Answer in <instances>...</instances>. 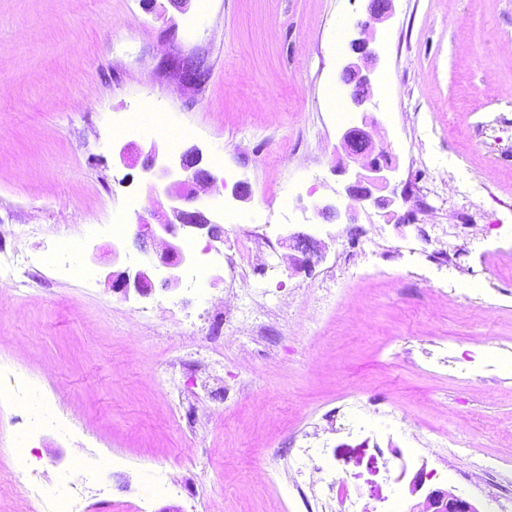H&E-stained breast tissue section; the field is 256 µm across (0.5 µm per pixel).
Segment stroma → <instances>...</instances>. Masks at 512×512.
I'll return each instance as SVG.
<instances>
[{
    "mask_svg": "<svg viewBox=\"0 0 512 512\" xmlns=\"http://www.w3.org/2000/svg\"><path fill=\"white\" fill-rule=\"evenodd\" d=\"M366 6L0 0V226L13 228L0 257L34 258L30 286L0 301V363L55 395L61 422L20 452L28 414L0 400V512H25L28 472L57 484L78 455L101 474L85 512H306L288 493L299 478L290 440L318 426L337 483L397 494L407 512V486L386 481L382 458L412 473L437 463L396 429L327 428L347 392L422 435L447 434L457 471L478 457L512 487V373L492 367L496 354L512 361V266L483 257L512 238V0H394L375 30L372 93L395 203L358 205L350 224L311 205L348 203L334 171L348 126L336 104L349 100L342 69ZM178 56L204 80L171 77ZM145 100L192 135L175 145L149 128L119 134ZM152 141L176 155L200 148L219 180L202 201L222 239L183 241L210 264L198 291L157 279L149 295L124 294L108 279L145 259L113 225L168 206L141 162L121 164L112 149ZM240 182L248 199L232 195ZM245 225L309 233L323 253L271 280L255 272L268 294L249 336L207 304L229 285L212 258ZM65 235L90 281L37 262ZM372 236L386 253L370 252ZM448 283L452 305L437 296ZM274 457L276 481L256 484ZM162 475L176 485L155 490Z\"/></svg>",
    "mask_w": 512,
    "mask_h": 512,
    "instance_id": "obj_1",
    "label": "stroma"
}]
</instances>
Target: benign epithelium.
I'll use <instances>...</instances> for the list:
<instances>
[{
  "instance_id": "benign-epithelium-1",
  "label": "benign epithelium",
  "mask_w": 512,
  "mask_h": 512,
  "mask_svg": "<svg viewBox=\"0 0 512 512\" xmlns=\"http://www.w3.org/2000/svg\"><path fill=\"white\" fill-rule=\"evenodd\" d=\"M393 11V0H367L366 18L356 23L361 37L350 41L353 56L344 66L342 77L349 92L352 111L356 119L344 130L340 148L358 164L351 171L346 166L336 168V173L345 177V194L356 203L370 202L379 208H386L392 200L376 195L386 188L397 170L387 151L377 147L375 135L378 122L370 112L371 76L377 61L369 32L374 25L387 20ZM176 77L187 83L200 80V73L187 59L178 58L170 66ZM144 156L142 170L146 174L150 192L163 194L169 201V212L164 218L151 223L138 218L136 241L141 251H148L147 244L160 243L156 253L157 265L128 268L112 280V288L123 293L133 289L146 295L151 290V273L161 270V277L169 287L179 285L183 270L195 263L193 253L185 250L181 240L189 235L207 236L210 240L221 239L220 226L212 219L211 210L203 204H196L199 192H205L216 183L212 173L202 166L203 155L199 148L192 146L173 158L152 143L143 149L133 143L118 146L113 155L119 162H129L133 151ZM288 247L305 257H322L320 242L302 231L288 234ZM410 512H481L468 498L448 490L430 489L424 500L417 503Z\"/></svg>"
}]
</instances>
